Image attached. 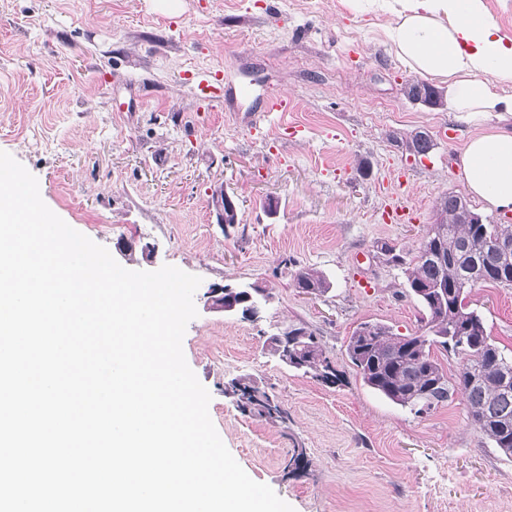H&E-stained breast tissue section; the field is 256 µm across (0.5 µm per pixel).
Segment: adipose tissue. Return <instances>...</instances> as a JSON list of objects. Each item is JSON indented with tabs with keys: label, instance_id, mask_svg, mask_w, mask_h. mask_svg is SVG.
<instances>
[{
	"label": "adipose tissue",
	"instance_id": "adipose-tissue-1",
	"mask_svg": "<svg viewBox=\"0 0 512 512\" xmlns=\"http://www.w3.org/2000/svg\"><path fill=\"white\" fill-rule=\"evenodd\" d=\"M389 13L383 36L411 70L448 84L453 111L481 120L512 115V37L501 33L483 0H372ZM460 176L490 210L512 212V131L479 125L467 139Z\"/></svg>",
	"mask_w": 512,
	"mask_h": 512
}]
</instances>
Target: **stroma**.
<instances>
[{
	"instance_id": "obj_1",
	"label": "stroma",
	"mask_w": 512,
	"mask_h": 512,
	"mask_svg": "<svg viewBox=\"0 0 512 512\" xmlns=\"http://www.w3.org/2000/svg\"><path fill=\"white\" fill-rule=\"evenodd\" d=\"M388 15L348 0H0V151L38 180L44 203L115 252L149 244L151 259L203 285L255 284L273 300L252 323L199 310L183 351L211 395L210 418L248 476L294 512H512V459L473 426L461 400L415 416L369 388L346 345L363 322L420 335L426 327L404 267L439 197L470 196L457 167L474 132L459 112L405 98L411 71L381 38ZM224 71L251 99H205ZM290 109L267 112V97ZM428 132L409 154L402 138ZM226 187L239 224L223 230L211 193ZM330 284L309 296L299 268ZM467 299L498 346L512 349V288ZM317 336L342 382L328 387L269 356L267 333ZM248 376L287 414L244 415L224 385Z\"/></svg>"
}]
</instances>
